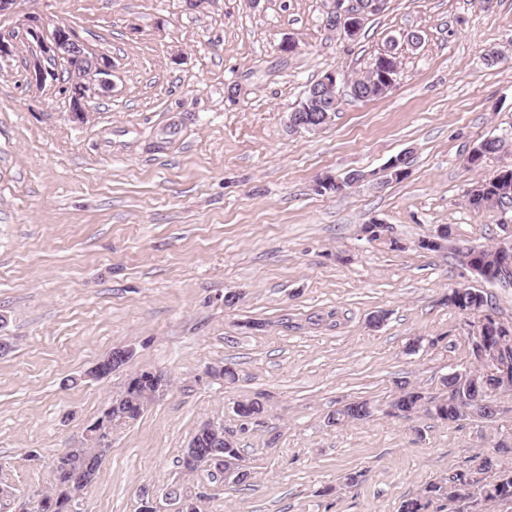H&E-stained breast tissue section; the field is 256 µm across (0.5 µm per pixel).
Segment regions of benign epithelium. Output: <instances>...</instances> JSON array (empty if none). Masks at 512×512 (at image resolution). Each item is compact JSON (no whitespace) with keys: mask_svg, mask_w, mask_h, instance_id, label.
I'll return each mask as SVG.
<instances>
[{"mask_svg":"<svg viewBox=\"0 0 512 512\" xmlns=\"http://www.w3.org/2000/svg\"><path fill=\"white\" fill-rule=\"evenodd\" d=\"M345 0H336V8L326 17V25L338 27L343 36L354 39L363 25L364 14L381 9L385 0H357L355 7H343ZM23 29L37 45V51L30 55L28 68L31 82L35 87L45 85L47 79H56L55 70L50 66L52 60H65L70 65V77L62 91L70 99L68 120L87 124L95 119V113L88 111V100L112 92V60L103 54L89 51L77 35L64 24L48 27L47 23L36 15L23 20ZM397 42L390 41L377 57V80L390 90L394 86L397 71L391 69L389 61L397 55ZM342 91L338 87L337 73L327 72L320 80L305 91L290 113L288 124L295 131L314 132L325 127V123L334 120L341 101ZM496 264L503 271L512 272V240L497 247ZM498 318L487 313L478 325L468 331L467 341L478 358L479 368L485 380L494 387L496 394H506L512 389V363L502 358V337L498 336ZM132 359V350L118 347L112 354L96 363L89 375L103 378L111 374L116 365H126ZM168 380L162 374L149 370H138L127 377L123 386L112 394L110 406L112 415L86 428L87 447L103 448L110 443L112 427L130 421L133 413H142L152 400L163 391ZM476 378L470 368L455 369L448 376V398L465 413H480L484 421L496 418L500 407L481 399L475 393ZM232 441L224 432V426L214 421H204L197 426L196 432L187 443L189 448H219ZM143 503L153 512H186V501L173 496H165V502L152 495L141 496Z\"/></svg>","mask_w":512,"mask_h":512,"instance_id":"1","label":"benign epithelium"}]
</instances>
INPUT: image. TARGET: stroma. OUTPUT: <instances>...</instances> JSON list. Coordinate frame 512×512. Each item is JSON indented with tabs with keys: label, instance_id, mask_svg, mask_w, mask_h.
Here are the masks:
<instances>
[{
	"label": "stroma",
	"instance_id": "obj_1",
	"mask_svg": "<svg viewBox=\"0 0 512 512\" xmlns=\"http://www.w3.org/2000/svg\"><path fill=\"white\" fill-rule=\"evenodd\" d=\"M333 5L17 0L0 16L17 46L0 59V483L18 501L47 486L139 369L169 386L114 426L81 512H137L142 492L177 485L203 494V512H398L512 438V394L492 423L385 412L398 382L443 399V376L469 366L478 317L445 303L451 289L491 294L512 323V283L482 280L458 253L496 246L512 219V202L467 201L512 151L466 164L474 144L512 130V0H386L353 40L327 29ZM28 14L111 57L115 88L90 100L95 123L67 119L58 85H31ZM392 38L400 64L386 96H345L323 129H289L311 84L362 74ZM288 39L294 52L280 49ZM489 48L500 63L487 64ZM402 154L405 176L387 177ZM353 171L366 181L318 192ZM443 225L447 248L421 249ZM378 312L387 319L371 327ZM416 336L427 345L406 353ZM117 347L132 349L129 367L89 377ZM224 365L235 381L212 376ZM252 398L265 413L240 420L235 403ZM356 399L379 414L328 424ZM208 419L234 434L246 485L206 467L182 474Z\"/></svg>",
	"mask_w": 512,
	"mask_h": 512
}]
</instances>
